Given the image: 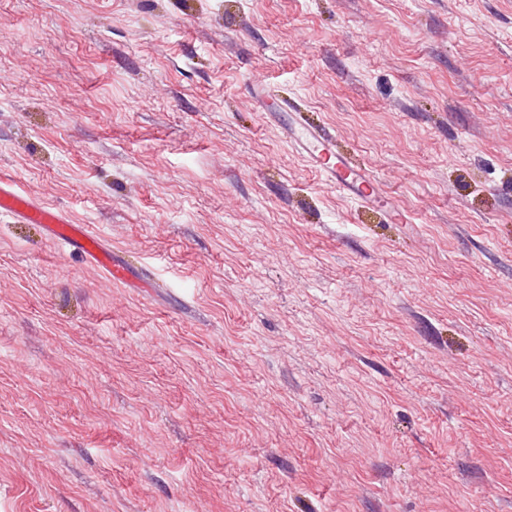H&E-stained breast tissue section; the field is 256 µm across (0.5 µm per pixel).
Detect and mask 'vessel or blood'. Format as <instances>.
I'll return each mask as SVG.
<instances>
[{
  "instance_id": "obj_1",
  "label": "vessel or blood",
  "mask_w": 512,
  "mask_h": 512,
  "mask_svg": "<svg viewBox=\"0 0 512 512\" xmlns=\"http://www.w3.org/2000/svg\"><path fill=\"white\" fill-rule=\"evenodd\" d=\"M289 140L317 169L360 203L369 204L379 198L380 189L368 170L338 153L332 137L321 129L305 124L291 126ZM0 214L42 225L53 241L89 258L114 282L144 288L154 284L153 278L136 276L112 251L103 235L91 232L86 225L72 223L55 208L35 202L3 178H0Z\"/></svg>"
}]
</instances>
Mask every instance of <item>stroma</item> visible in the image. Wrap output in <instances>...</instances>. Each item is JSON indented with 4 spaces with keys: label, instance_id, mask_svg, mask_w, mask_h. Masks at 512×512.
<instances>
[{
    "label": "stroma",
    "instance_id": "obj_1",
    "mask_svg": "<svg viewBox=\"0 0 512 512\" xmlns=\"http://www.w3.org/2000/svg\"><path fill=\"white\" fill-rule=\"evenodd\" d=\"M1 175L0 512H512V0H0ZM290 134L289 142L296 149H301L317 169L357 201L369 204L380 197V189L368 170L336 152L333 137L317 127L300 123L290 127ZM0 214H9L28 224H42L46 234L53 241L89 258L114 282L134 284L143 288H152L154 285V279L146 274L137 277L119 255L112 251L103 235L91 232L85 224H72L62 212L21 194L10 181L2 177Z\"/></svg>",
    "mask_w": 512,
    "mask_h": 512
}]
</instances>
